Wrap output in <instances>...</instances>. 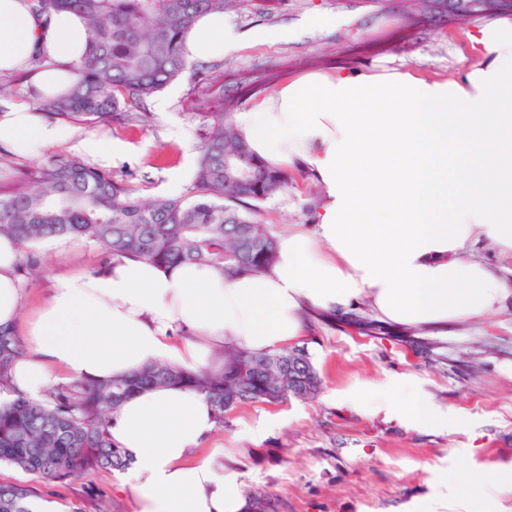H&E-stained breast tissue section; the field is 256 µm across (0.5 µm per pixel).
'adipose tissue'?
I'll list each match as a JSON object with an SVG mask.
<instances>
[{
    "label": "adipose tissue",
    "instance_id": "obj_1",
    "mask_svg": "<svg viewBox=\"0 0 512 512\" xmlns=\"http://www.w3.org/2000/svg\"><path fill=\"white\" fill-rule=\"evenodd\" d=\"M475 64L452 78L389 68H339L282 86L237 124L253 152L279 168L309 170L324 202L310 228L277 239L261 272L160 266L124 256L92 273L60 275L30 322L11 388L33 399L76 381L107 383L164 361L212 367L233 345L265 353L297 344L306 314L367 306L400 325L441 327L497 312L512 285L478 244L512 254V22L493 19L468 36ZM243 43L223 14L199 17L183 43L191 61L220 60ZM88 44L85 22L0 0V75L29 69L43 96L64 93ZM76 140L111 161L102 136L42 121L26 102L0 105V145L28 157ZM20 245L0 235V326L20 321ZM416 424L438 417L411 384L375 395ZM206 396L179 385L140 391L111 417L108 434L131 463L120 487L139 512H248Z\"/></svg>",
    "mask_w": 512,
    "mask_h": 512
}]
</instances>
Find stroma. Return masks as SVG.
<instances>
[{
	"label": "stroma",
	"mask_w": 512,
	"mask_h": 512,
	"mask_svg": "<svg viewBox=\"0 0 512 512\" xmlns=\"http://www.w3.org/2000/svg\"><path fill=\"white\" fill-rule=\"evenodd\" d=\"M224 16L245 32L287 27L293 35L247 42L217 65L197 64L147 99L146 120L75 127L77 135L103 133L121 145L105 169L139 197L192 194L204 130L192 103L207 92L204 73L223 71L241 112L288 81L339 66L388 64L450 77L467 55V32L490 19L512 21V8L492 9L486 0H237ZM291 176L258 216L275 236L306 223L322 200L309 172ZM33 252L41 271L23 280L21 338L53 276L94 271L102 259L101 249L78 239L62 248L49 240ZM302 346L320 376L319 392L236 408L215 434L248 500L266 499L267 512H417L427 501L437 512H512V492L494 489L512 470V298L486 319L448 328L400 326L364 307L318 313ZM401 379L433 402L442 427L417 428L362 402ZM457 469L482 476L471 501L448 495L440 482ZM117 476L89 468L56 481L0 467V483L28 487L33 502L56 512H138Z\"/></svg>",
	"instance_id": "35a3bbf8"
}]
</instances>
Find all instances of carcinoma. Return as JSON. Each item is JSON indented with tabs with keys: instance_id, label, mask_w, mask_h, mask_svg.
I'll return each instance as SVG.
<instances>
[{
	"instance_id": "carcinoma-1",
	"label": "carcinoma",
	"mask_w": 512,
	"mask_h": 512,
	"mask_svg": "<svg viewBox=\"0 0 512 512\" xmlns=\"http://www.w3.org/2000/svg\"><path fill=\"white\" fill-rule=\"evenodd\" d=\"M232 0H39L43 11H71L89 27L78 78L64 94L41 100L55 122L99 124L146 117V99L189 69L182 41L196 19L222 12ZM195 108L204 110L205 135L192 198L142 201L112 173L77 157L54 160L21 174L0 189V235L28 248L54 238L93 243L108 257L133 255L163 265L217 266L228 274L260 272L276 255L277 238L256 220L259 204L282 193L288 172L256 156L231 114L236 101L224 76ZM244 161L224 169V155ZM23 349L15 333L0 330V394ZM183 385L205 393L219 425L233 409L311 395L320 378L310 355L289 347L249 358L230 345L216 371H191L155 363L107 384L75 382L44 399L17 394L0 402V463L37 477L64 480L84 466L123 469L125 452L112 446L108 416L136 391ZM305 393H300L301 388ZM24 486L0 484V512H33Z\"/></svg>"
}]
</instances>
